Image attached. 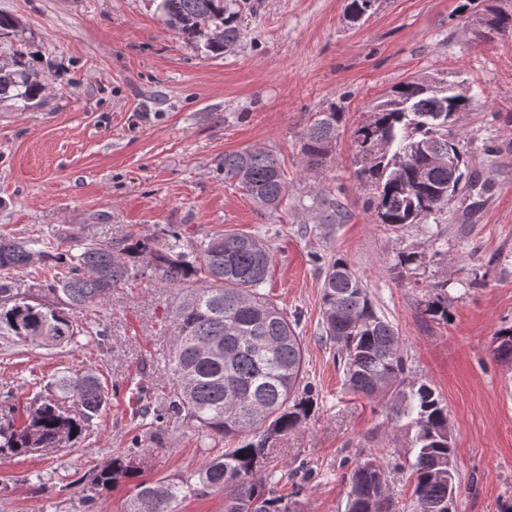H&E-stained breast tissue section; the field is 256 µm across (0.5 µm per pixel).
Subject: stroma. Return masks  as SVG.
Listing matches in <instances>:
<instances>
[{"instance_id":"obj_1","label":"stroma","mask_w":512,"mask_h":512,"mask_svg":"<svg viewBox=\"0 0 512 512\" xmlns=\"http://www.w3.org/2000/svg\"><path fill=\"white\" fill-rule=\"evenodd\" d=\"M464 0H377L350 23L347 0H247L241 40L210 57L172 31L159 0H0L19 26L0 38V65L34 57L44 91L19 110L0 100V234L88 236L119 243L161 239L173 226L201 240L218 232L262 235L273 258L265 293L300 313L305 376L315 387L307 421L281 436L270 470L298 512H345L346 463L360 453L394 460L387 492L412 512L410 437L391 428L385 404L350 393L321 342L322 268L343 258L377 310L397 328L409 377L448 405L461 492L456 512H503L512 503V366L493 359L494 336L512 325V34L484 38ZM464 84L459 147L475 183L422 223H379L358 184L355 130L399 83ZM337 108L334 156L305 168L300 146L318 113ZM262 148L286 175L282 209L266 214L224 178L225 153ZM333 194L344 215L320 219ZM416 269L397 274V253ZM441 298L447 318L424 311ZM173 295L138 275L80 323L108 337L45 349L0 340V392L14 420L34 405V379L63 370L96 374L112 400L80 438L26 456L0 454V512H84L83 495L113 451L142 438L137 475L102 492L96 512H126L136 481L187 475L223 452V440L169 418L156 438L146 419L180 389L165 359L163 321Z\"/></svg>"}]
</instances>
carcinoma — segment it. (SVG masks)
Returning <instances> with one entry per match:
<instances>
[{
    "instance_id": "cac0c4a2",
    "label": "carcinoma",
    "mask_w": 512,
    "mask_h": 512,
    "mask_svg": "<svg viewBox=\"0 0 512 512\" xmlns=\"http://www.w3.org/2000/svg\"><path fill=\"white\" fill-rule=\"evenodd\" d=\"M376 0H348L358 21ZM159 9L183 39L218 57L234 45L240 0H160ZM489 32H512V14L485 5ZM43 85L34 72L0 68V98L29 107ZM461 91L416 81L396 86L354 132L356 179L374 190L370 206L379 222L418 224L448 204L465 177L454 116L470 106ZM341 113L322 112L302 138L306 167L332 159ZM456 166H448V157ZM224 178L236 181L260 210L278 211L287 197L284 172L266 150L224 154ZM149 245L129 238L120 246L79 236L16 238L0 235V338L14 343L64 348L89 333L82 311L102 303L112 289L139 272ZM154 275L173 290L166 319L173 328L167 366L181 390L153 414L161 427L173 416L206 437L238 440L191 475L135 484L127 512H177L190 497L224 489V512H292L276 495L275 483L259 474L280 436L299 427L313 409L314 390L305 381V353L298 319L262 292L272 255L259 235L223 232L203 240L181 227L164 234L151 255ZM40 265L37 282L22 287L20 274ZM322 329L336 346L349 390L386 400L387 419L413 431L410 463L414 512H448L461 489L448 428V406L427 382L406 375L400 337L380 314L348 263L335 258L324 268ZM497 359L512 364V325L497 332ZM51 393L20 425L0 424V452L26 456L80 436L108 403L98 378L68 371L53 376ZM75 406L74 412L66 404ZM112 456L85 495L87 507L100 490L133 477L129 453ZM387 463L373 453L354 460L346 472V512H391L385 494Z\"/></svg>"
}]
</instances>
